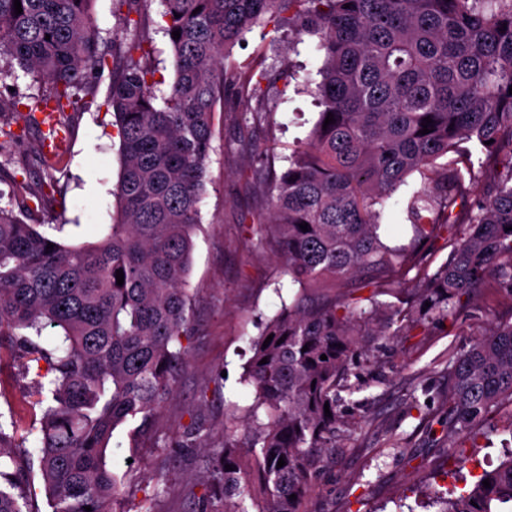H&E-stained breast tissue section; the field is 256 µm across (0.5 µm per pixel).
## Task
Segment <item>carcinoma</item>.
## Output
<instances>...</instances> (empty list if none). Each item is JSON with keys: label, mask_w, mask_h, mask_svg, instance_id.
I'll list each match as a JSON object with an SVG mask.
<instances>
[{"label": "carcinoma", "mask_w": 512, "mask_h": 512, "mask_svg": "<svg viewBox=\"0 0 512 512\" xmlns=\"http://www.w3.org/2000/svg\"><path fill=\"white\" fill-rule=\"evenodd\" d=\"M20 2L17 15L14 0H0V57L50 86L42 111L76 108L87 70L103 67L107 56L92 0ZM114 2L125 26H148L151 0ZM161 3L164 33L180 31L171 40L175 79L163 105L152 92L150 36L112 41V54L123 60L108 99L121 168L108 235L96 245L66 246L42 234L21 215L33 206L45 209L47 194L32 205L21 198L13 208L0 206V350L43 360L53 374L49 399L40 385L31 391L44 408L38 467L51 512H86L87 506L125 512L119 505L130 491L107 464L114 431L123 424L139 422V432L170 458L208 448L198 441L203 425L196 421L175 443L153 426L188 365L185 282L214 115L264 95L266 72L258 64L227 59L265 17L278 38L286 31L297 41L317 37L323 57L318 118L288 167L266 172L273 184L268 223L251 227L299 292L252 341L244 381L254 387L253 403L238 421L224 424L220 455L210 460L220 474L222 508H215L212 489L193 496L195 512H299L302 495L338 448L342 393L360 391L350 382V362L362 326L383 314L387 323L378 335L390 337L398 335L392 326L411 314L444 320L463 294L482 286L492 266L498 285L512 292V0ZM330 113L335 122L326 126ZM425 127L430 133L423 135ZM491 161L501 168L498 180L468 203L461 194L466 179ZM427 170L434 178L408 204L410 243L386 244L379 206L413 173ZM458 206L469 217L449 259L413 288L414 310L403 308L389 272L422 264L457 223ZM357 285L373 288L367 309L345 297L304 304L309 288L351 294ZM48 327L56 330L50 349L43 336ZM446 399L448 434L473 442L490 426L489 414L503 400L512 402V323L448 360ZM281 458L286 465L279 468ZM30 469L16 427L0 423V512H39L31 505ZM161 495L156 485L144 492L137 512H156ZM432 505L437 512H512V450L469 492Z\"/></svg>", "instance_id": "carcinoma-1"}]
</instances>
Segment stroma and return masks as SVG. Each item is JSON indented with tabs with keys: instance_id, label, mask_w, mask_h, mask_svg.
I'll return each instance as SVG.
<instances>
[{
	"instance_id": "obj_1",
	"label": "stroma",
	"mask_w": 512,
	"mask_h": 512,
	"mask_svg": "<svg viewBox=\"0 0 512 512\" xmlns=\"http://www.w3.org/2000/svg\"><path fill=\"white\" fill-rule=\"evenodd\" d=\"M162 11L160 0H152L150 64L156 70L154 93L160 98L169 94L175 76L173 49L161 29ZM262 33V27H254L245 45L234 47L232 54L240 62L264 45L262 67L271 80L263 85V100L214 117L201 227L193 237L186 279L192 297L191 353L175 396L159 418V432L170 441L178 440L196 417L210 446L221 445L225 415L253 400L254 389L242 377L257 325L297 291L276 256L242 222L250 213L267 220L269 186L246 181L240 170L281 169L297 142L306 138L317 118L314 99L285 85L278 73L288 61L317 72L322 58L315 37L295 45L284 39L265 44ZM111 83V68L90 72V105L65 113L69 135L61 163L50 170L36 160L41 129L28 119L47 86L0 59V127L16 134L0 143V206H11L17 194L30 198L51 191L48 211H34L27 221L66 245L99 242L116 214L120 140L106 104ZM244 138L252 142V152H242ZM423 183V175L413 174L407 186L385 200L379 222L391 244L408 243V201ZM502 322L512 323V293L491 279L462 298L447 320L408 321L391 340L371 339L358 370L379 382L358 393L362 407L346 413L341 446L303 495L300 512H398L403 505L427 512L423 503L434 492L461 494L483 470L495 467L504 453L501 431L512 425V403L503 402L492 413L494 433L472 442L449 438L442 394L448 386L449 355ZM36 378V370H24L9 352L0 353V422L16 423L33 454L40 446L42 414L28 396ZM135 429V424H126L114 434L122 446L108 459L114 472L132 487L150 485L154 474H162L167 493L158 512H192L191 493H203L207 486L202 453L167 460L165 449L140 446ZM135 444L140 460L129 467L124 451Z\"/></svg>"
}]
</instances>
